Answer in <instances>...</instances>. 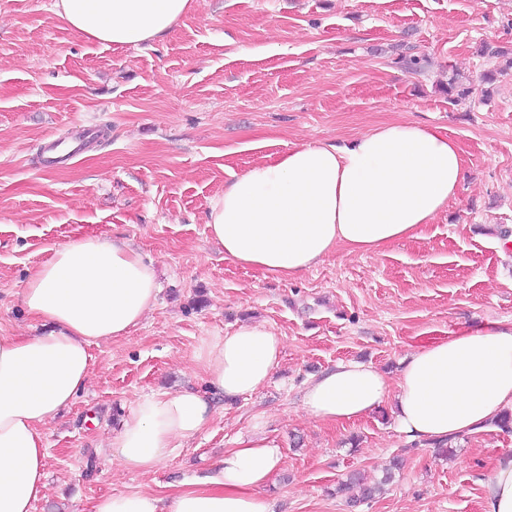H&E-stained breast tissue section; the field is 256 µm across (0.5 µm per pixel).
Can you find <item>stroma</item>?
<instances>
[{"instance_id": "obj_1", "label": "stroma", "mask_w": 512, "mask_h": 512, "mask_svg": "<svg viewBox=\"0 0 512 512\" xmlns=\"http://www.w3.org/2000/svg\"><path fill=\"white\" fill-rule=\"evenodd\" d=\"M52 2L0 0V335L40 332L20 294L51 247L83 236L127 240L160 293L127 337L91 346L88 385L45 429L51 497L33 512L172 493L257 431L283 453L262 491L270 512H485L484 483L512 431L486 426L446 456L386 412L325 424L301 396L339 362L393 378L418 346L512 322V248L498 239L512 230V0H198L162 41L122 48L67 29ZM410 46L427 58L417 74L397 62ZM452 77L468 95L447 94ZM391 121L439 128L463 152L457 202L417 237L377 255L337 247L290 281L226 261L209 239V200L251 165ZM94 125L75 160L39 166L49 141ZM257 322L283 338L265 386L216 399L208 428L158 471L112 463L108 440L138 396L206 390L198 349ZM396 456L394 480L349 510L338 483L353 471L380 480Z\"/></svg>"}]
</instances>
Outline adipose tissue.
Returning a JSON list of instances; mask_svg holds the SVG:
<instances>
[{"instance_id": "ef3b65f1", "label": "adipose tissue", "mask_w": 512, "mask_h": 512, "mask_svg": "<svg viewBox=\"0 0 512 512\" xmlns=\"http://www.w3.org/2000/svg\"><path fill=\"white\" fill-rule=\"evenodd\" d=\"M197 0H54V14L87 40L139 47L162 40ZM464 180L459 145L438 129L389 122L352 141L307 143L255 164L208 203L210 238L227 261L292 280L337 246L375 254L416 237L455 202ZM152 264L126 244L86 236L60 244L21 293L44 327L0 336V512H33L49 494L43 428L91 374L92 344L127 335L157 303ZM281 335L263 324L211 337L196 353L207 389L138 397L109 446L125 471L158 470L214 417L211 396L255 392L279 366ZM303 411L329 423L389 407L396 430L422 444L470 433L512 412V322L486 320L413 350L396 382L349 361L309 381ZM283 454L253 434L225 450L212 474L173 494L133 490L98 498L93 512H269L260 491ZM486 512H512V453L485 485Z\"/></svg>"}]
</instances>
